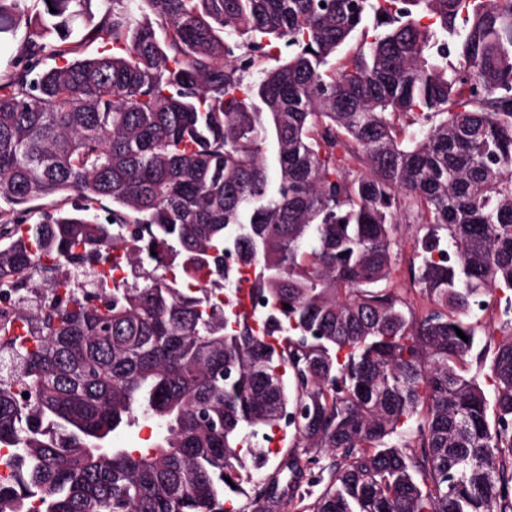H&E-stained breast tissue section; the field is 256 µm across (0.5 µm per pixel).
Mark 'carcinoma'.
<instances>
[{
    "mask_svg": "<svg viewBox=\"0 0 512 512\" xmlns=\"http://www.w3.org/2000/svg\"><path fill=\"white\" fill-rule=\"evenodd\" d=\"M27 2L0 0V39ZM37 2L0 78V289L34 342L0 352V512H237L242 433L285 413L336 453L310 512H512V339L493 398L462 373L512 291V0ZM402 209L419 312L381 286ZM117 251L143 283L59 274ZM171 252L210 286L228 252L260 266L267 335L202 310ZM141 419L165 433L109 446ZM34 15L35 12H31L29 10L28 16L27 14L21 18H19L18 21V30L16 39L13 41L12 45L7 49L3 50L1 49L0 52V75L2 78L4 75H6L8 72H10L14 66L16 65H22L24 62V53H23V42L26 37V35L32 31L34 28ZM32 17L31 20V27L29 24V19Z\"/></svg>",
    "mask_w": 512,
    "mask_h": 512,
    "instance_id": "1",
    "label": "carcinoma"
}]
</instances>
